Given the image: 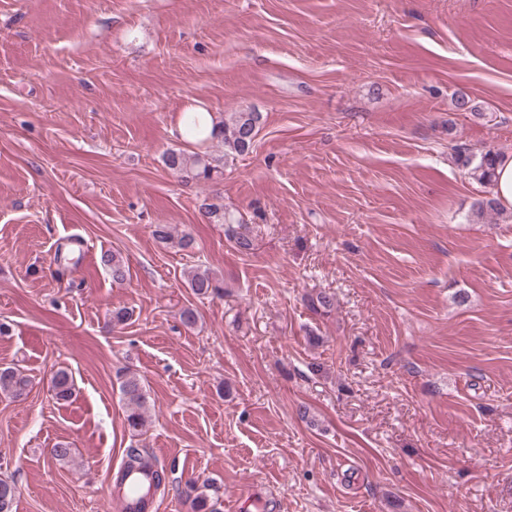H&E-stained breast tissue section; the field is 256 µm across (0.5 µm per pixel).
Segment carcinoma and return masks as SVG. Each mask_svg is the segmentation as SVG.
<instances>
[{"label": "carcinoma", "mask_w": 512, "mask_h": 512, "mask_svg": "<svg viewBox=\"0 0 512 512\" xmlns=\"http://www.w3.org/2000/svg\"><path fill=\"white\" fill-rule=\"evenodd\" d=\"M262 115L259 112H235L229 118L219 116L218 124L211 130H206L202 117L192 114L186 123V134L196 142L204 144L207 141H216L224 147V154L242 155L249 152L258 134ZM458 160L467 170L470 179L482 184L490 185L499 154L487 150L480 154H471L459 151ZM165 165L168 169L181 175L185 180L210 179L219 169V159L210 154L186 150H171L165 156ZM153 236L163 244L177 243L181 249L192 246V237L188 234L175 235V230L168 224H157L153 229ZM231 240L241 252L252 248V239L247 225L241 224L231 230ZM102 264L112 275V281L121 283L127 279L128 269L123 258L115 253L106 251L101 255ZM188 287L198 296H219L223 292L224 283L205 269L194 270L188 277ZM29 380L18 369L7 366L0 368V391L19 399L26 395ZM51 387L56 399L67 401L72 396L73 380L64 369L57 370L51 377ZM122 399L126 407L125 424L128 430L138 433L143 431L148 422L147 403L148 396L141 378L128 373L120 385ZM210 484L204 482L197 485V481L186 483L185 498L189 502L192 512H209L208 506ZM17 497L15 482L0 478V512H13Z\"/></svg>", "instance_id": "carcinoma-1"}]
</instances>
